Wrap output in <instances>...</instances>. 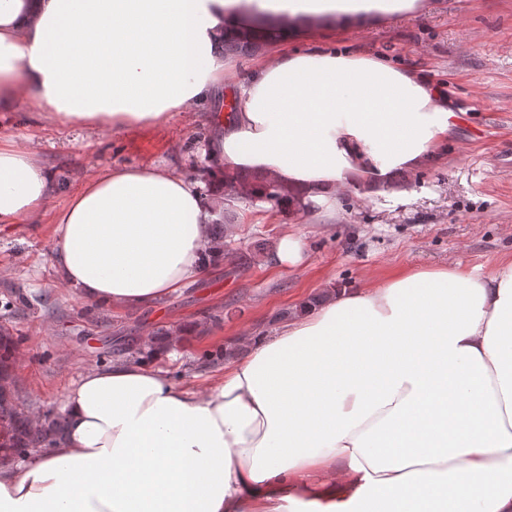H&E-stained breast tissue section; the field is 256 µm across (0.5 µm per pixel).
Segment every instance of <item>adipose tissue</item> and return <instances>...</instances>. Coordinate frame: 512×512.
<instances>
[{"label":"adipose tissue","mask_w":512,"mask_h":512,"mask_svg":"<svg viewBox=\"0 0 512 512\" xmlns=\"http://www.w3.org/2000/svg\"><path fill=\"white\" fill-rule=\"evenodd\" d=\"M414 3L0 0V109L115 132L217 111L206 192L166 166H115L55 207L49 172L0 140V224L49 216L61 279L132 311L208 273L225 171H255L322 219L343 186L386 193L455 124L439 86L328 46L240 77L224 40L252 8L346 21ZM236 341L248 355L193 389L155 365L179 336L153 361L86 370L59 447L0 459V512H512V260L341 288Z\"/></svg>","instance_id":"1"}]
</instances>
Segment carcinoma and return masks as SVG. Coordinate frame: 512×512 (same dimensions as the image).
<instances>
[{
  "label": "carcinoma",
  "instance_id": "carcinoma-1",
  "mask_svg": "<svg viewBox=\"0 0 512 512\" xmlns=\"http://www.w3.org/2000/svg\"><path fill=\"white\" fill-rule=\"evenodd\" d=\"M243 23L247 33L239 34L224 41V55L229 57H247L260 50L264 45L282 38L283 28L293 29L306 23L303 18L280 19L261 14H246ZM224 190L245 198L258 199L281 205L287 190L269 183L264 179L235 173H224ZM215 248L219 255L213 258L218 262L229 250L226 224L213 225ZM146 341L134 334L123 336L115 343L113 353L132 359L151 358L146 350ZM18 339L4 328H0V454L13 460L22 459L31 452L56 447L63 439L65 419L60 416H45L44 420L31 418L28 411L17 402L15 390L11 388L15 372Z\"/></svg>",
  "mask_w": 512,
  "mask_h": 512
}]
</instances>
